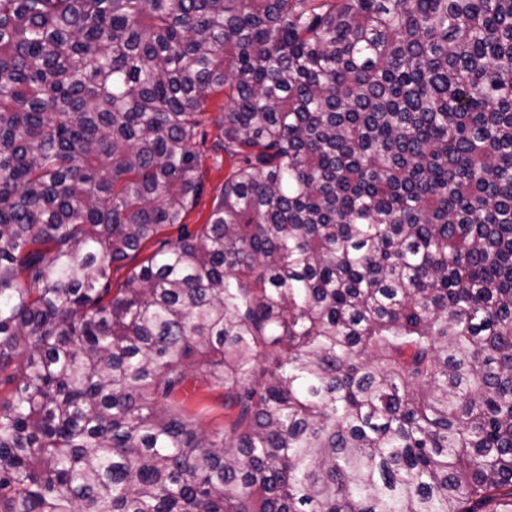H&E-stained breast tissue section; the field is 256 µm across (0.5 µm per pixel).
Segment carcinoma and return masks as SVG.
Returning a JSON list of instances; mask_svg holds the SVG:
<instances>
[{"mask_svg": "<svg viewBox=\"0 0 512 512\" xmlns=\"http://www.w3.org/2000/svg\"><path fill=\"white\" fill-rule=\"evenodd\" d=\"M1 385L0 512H512V0H0ZM213 152L210 150L207 156L203 157V176L205 183V190L201 197L197 200L195 206L189 211L186 216L185 224H188V229L191 231L199 224H205L212 209L213 202L216 197L221 193L224 188V177L228 172V161L222 157L221 163H216L211 155ZM180 235V226H168L164 228L161 234L153 241L149 242L142 252L135 258H130L124 262L114 264L112 266V290L120 288L124 283L131 270L139 265L144 259L148 258L156 249L159 248L161 242L171 241L175 242ZM187 406L195 410L199 404L209 406V412L198 420L201 429L208 433L221 431L224 428V407L218 393L208 392L199 382L191 381L183 393Z\"/></svg>", "mask_w": 512, "mask_h": 512, "instance_id": "1", "label": "carcinoma"}]
</instances>
